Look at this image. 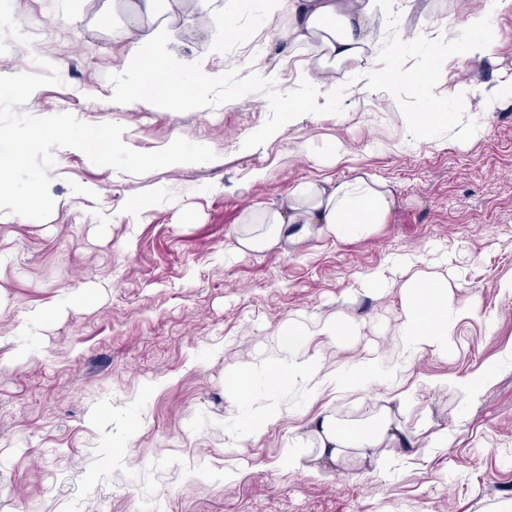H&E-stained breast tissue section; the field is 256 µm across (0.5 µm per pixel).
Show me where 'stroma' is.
Masks as SVG:
<instances>
[{
	"instance_id": "1",
	"label": "stroma",
	"mask_w": 512,
	"mask_h": 512,
	"mask_svg": "<svg viewBox=\"0 0 512 512\" xmlns=\"http://www.w3.org/2000/svg\"><path fill=\"white\" fill-rule=\"evenodd\" d=\"M485 7L380 0L371 67L345 64L318 93L304 76L310 50L288 44L287 17L269 19L263 0L237 17L261 40L252 58L214 53L184 13L163 54L206 62L207 96L133 106L114 91L132 78L124 0H0V72L36 89L28 114L121 124L139 152L182 137L215 153L135 175L59 149L50 217L0 222L11 255L0 265V512H495L512 501V10L493 16L480 63L430 42ZM493 89L500 97L484 106ZM292 100L303 109L289 111ZM419 112L439 119L415 129ZM331 152L336 163L319 164ZM355 170L397 198L369 235L235 253L248 208ZM443 254L459 312L448 350L399 358L404 278L391 262ZM384 269L383 288L361 289ZM64 289L78 304L23 330L26 313ZM336 313L354 336L303 346L322 358L326 390H288L281 419L233 446L228 431L253 408L226 396V375L276 357L288 321ZM371 354L372 393L404 395L413 422L431 411L447 447L317 476L289 469L318 414H371L353 388ZM486 369L477 397L447 390Z\"/></svg>"
}]
</instances>
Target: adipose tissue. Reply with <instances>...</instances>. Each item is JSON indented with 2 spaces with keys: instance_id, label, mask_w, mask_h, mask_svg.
I'll return each instance as SVG.
<instances>
[{
  "instance_id": "obj_1",
  "label": "adipose tissue",
  "mask_w": 512,
  "mask_h": 512,
  "mask_svg": "<svg viewBox=\"0 0 512 512\" xmlns=\"http://www.w3.org/2000/svg\"><path fill=\"white\" fill-rule=\"evenodd\" d=\"M270 17L288 14V37L296 45L313 48L308 65L314 71V83L320 88H334L331 73L353 62L368 67V50L375 36V0H266ZM187 0H136L123 25V36L133 53L128 67L137 75L135 82L120 86L119 92L129 103L140 102L149 85L160 86L165 94L183 87L182 68L159 54L163 37L170 34L178 20V9ZM395 198L392 189L380 179L357 175L341 181L300 183L272 207L248 213L235 253H261L281 242L302 245L313 238L334 237L343 241L368 233L373 225L385 223ZM419 257H398L392 272L404 275L402 285V337L400 354L425 349L447 351L454 321L448 279L422 267ZM353 324L336 314L313 325L281 327L277 336L279 351L288 355L286 363L269 365L261 381H254L251 371L232 374L228 384L239 399L262 400V407L251 415L249 433L257 434L276 423L282 409L276 400L279 391L304 383L312 393H320L328 379L323 361L302 353L309 337L320 336L336 342L352 335ZM430 415L410 424L403 405L384 403L359 420H344L332 414L315 419L306 436L301 454L289 455V467L307 465L311 471L324 467H355L382 461L397 448H415L421 436H428L433 448L446 447L447 431L430 429Z\"/></svg>"
}]
</instances>
